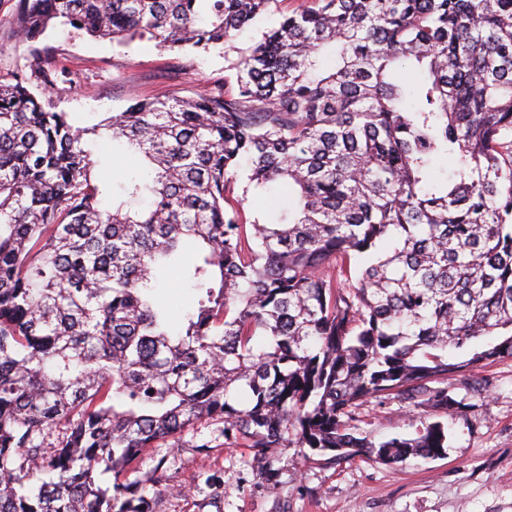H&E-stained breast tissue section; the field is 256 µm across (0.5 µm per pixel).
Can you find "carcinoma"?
<instances>
[{
    "label": "carcinoma",
    "instance_id": "obj_1",
    "mask_svg": "<svg viewBox=\"0 0 512 512\" xmlns=\"http://www.w3.org/2000/svg\"><path fill=\"white\" fill-rule=\"evenodd\" d=\"M278 3L18 0L12 24L206 52ZM227 69L234 95L92 127L29 91L56 86L50 48L0 81V512H153L145 450L203 420L269 489L290 446L439 458L442 422L375 441L358 410L452 414L448 378L512 358V0H306ZM104 136L146 161L116 187ZM241 177L280 199L245 218ZM175 267L200 297L174 333Z\"/></svg>",
    "mask_w": 512,
    "mask_h": 512
}]
</instances>
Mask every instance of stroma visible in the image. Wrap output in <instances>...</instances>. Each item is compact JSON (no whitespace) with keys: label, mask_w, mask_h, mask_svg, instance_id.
Returning a JSON list of instances; mask_svg holds the SVG:
<instances>
[{"label":"stroma","mask_w":512,"mask_h":512,"mask_svg":"<svg viewBox=\"0 0 512 512\" xmlns=\"http://www.w3.org/2000/svg\"><path fill=\"white\" fill-rule=\"evenodd\" d=\"M16 4L0 0L4 82L27 69L36 51L35 44L12 34ZM43 43L61 52L69 72L47 98L80 127L124 111L135 95L164 99L203 92L226 67L219 50L163 52L146 40L119 47L61 24ZM90 149L108 182L120 180L137 163L123 145L108 139ZM158 296L177 325L195 306L197 291L171 269L161 278ZM468 376L480 382V392L466 394L460 378L449 379V395L465 405L445 417L409 409L396 398L360 408L362 429L377 440L412 434L424 419L444 420L448 448L441 458H411L394 467L359 458L328 464L288 447L280 452L279 484L269 490L251 467L248 450L225 444L223 423L203 421L185 431L177 445L162 442L149 449L139 476L148 479L158 466L167 476L154 512H512V359L484 364Z\"/></svg>","instance_id":"obj_1"}]
</instances>
